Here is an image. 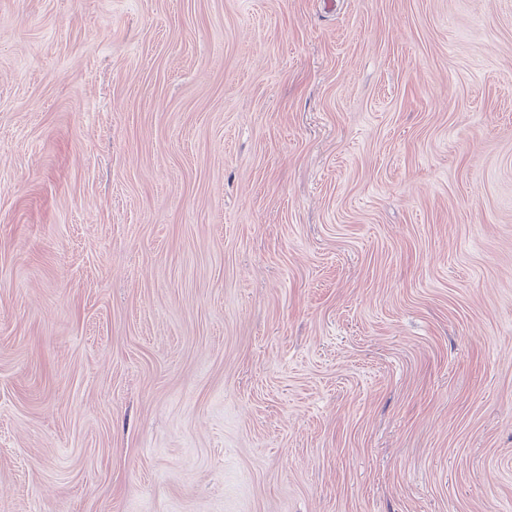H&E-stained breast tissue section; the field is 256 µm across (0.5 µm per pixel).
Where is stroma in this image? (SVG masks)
<instances>
[{"label": "stroma", "instance_id": "obj_1", "mask_svg": "<svg viewBox=\"0 0 512 512\" xmlns=\"http://www.w3.org/2000/svg\"><path fill=\"white\" fill-rule=\"evenodd\" d=\"M0 512H512V0H0Z\"/></svg>", "mask_w": 512, "mask_h": 512}]
</instances>
